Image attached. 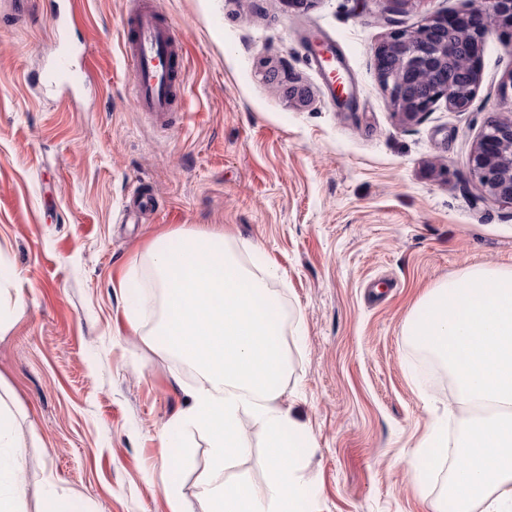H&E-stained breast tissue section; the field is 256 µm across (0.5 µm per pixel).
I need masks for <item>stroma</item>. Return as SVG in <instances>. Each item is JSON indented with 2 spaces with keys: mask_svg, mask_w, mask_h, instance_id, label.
<instances>
[{
  "mask_svg": "<svg viewBox=\"0 0 512 512\" xmlns=\"http://www.w3.org/2000/svg\"><path fill=\"white\" fill-rule=\"evenodd\" d=\"M73 43L91 69L70 99L34 83L58 51L59 0L0 22V377L20 408L30 483L73 512H171L161 433L197 375L131 327L147 249L185 225L223 230L246 263L278 267L291 366L279 403L311 445L307 512H430L439 486L409 465L448 413L453 384L402 332L417 300L471 266H512V204L469 175L491 119L512 118V50L483 44L466 111L437 102L401 122L374 50L390 32L465 13L470 0H157L182 46L184 114L138 111L122 45L129 0H77ZM330 44L351 107L309 54ZM155 207L132 215L135 193ZM22 296L23 310L12 309ZM232 469L266 478L260 433ZM208 465L192 439L173 474L200 512Z\"/></svg>",
  "mask_w": 512,
  "mask_h": 512,
  "instance_id": "1",
  "label": "stroma"
}]
</instances>
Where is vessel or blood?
Segmentation results:
<instances>
[{
    "label": "vessel or blood",
    "mask_w": 512,
    "mask_h": 512,
    "mask_svg": "<svg viewBox=\"0 0 512 512\" xmlns=\"http://www.w3.org/2000/svg\"><path fill=\"white\" fill-rule=\"evenodd\" d=\"M123 55L133 75V98L140 111L170 121L181 74V51L171 26L161 20L153 0H138L127 21ZM86 70L73 63L72 50L53 61L47 74L51 87L65 92L78 86Z\"/></svg>",
    "instance_id": "obj_1"
}]
</instances>
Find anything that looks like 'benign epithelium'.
<instances>
[{
	"label": "benign epithelium",
	"instance_id": "obj_1",
	"mask_svg": "<svg viewBox=\"0 0 512 512\" xmlns=\"http://www.w3.org/2000/svg\"><path fill=\"white\" fill-rule=\"evenodd\" d=\"M512 29V0L471 4L465 15L433 16L414 30L391 32L374 51L381 86L397 114L415 122L440 100L466 111L479 84L485 38ZM470 174L489 195L512 204V119L487 123L470 158Z\"/></svg>",
	"mask_w": 512,
	"mask_h": 512
}]
</instances>
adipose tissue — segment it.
I'll return each mask as SVG.
<instances>
[{
  "instance_id": "adipose-tissue-1",
  "label": "adipose tissue",
  "mask_w": 512,
  "mask_h": 512,
  "mask_svg": "<svg viewBox=\"0 0 512 512\" xmlns=\"http://www.w3.org/2000/svg\"><path fill=\"white\" fill-rule=\"evenodd\" d=\"M149 258L155 292L139 305L161 308L151 341L198 374L185 391V407L163 429L164 467L177 469L188 436L201 433L209 448L197 484L201 512H301L310 499L300 475L308 439L278 403L290 357L270 287L276 268L246 266L222 232L184 226L157 239ZM246 417L262 434L268 458L260 488L230 473L249 449ZM15 422L0 400V449L11 451L10 465H0V512H22L27 494V455L13 436Z\"/></svg>"
}]
</instances>
